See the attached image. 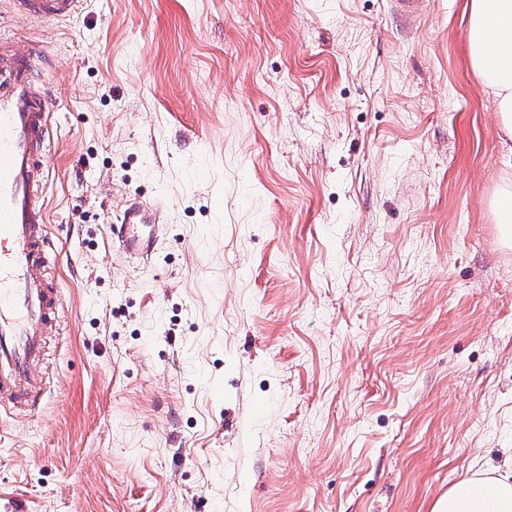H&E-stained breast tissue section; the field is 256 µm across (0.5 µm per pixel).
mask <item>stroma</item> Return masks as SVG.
I'll return each mask as SVG.
<instances>
[{"mask_svg":"<svg viewBox=\"0 0 512 512\" xmlns=\"http://www.w3.org/2000/svg\"><path fill=\"white\" fill-rule=\"evenodd\" d=\"M85 0L5 20L54 104L65 311L0 512H433L512 482V138L472 0ZM161 203L149 260L110 226ZM12 15L29 23L50 26L77 14L83 0H10ZM494 208L497 214L498 224H510L512 223V180L506 179L503 182V186L498 192V195L494 199ZM512 483L502 478H465L448 490L434 512H511Z\"/></svg>","mask_w":512,"mask_h":512,"instance_id":"1","label":"stroma"}]
</instances>
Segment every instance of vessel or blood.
Masks as SVG:
<instances>
[{
    "label": "vessel or blood",
    "mask_w": 512,
    "mask_h": 512,
    "mask_svg": "<svg viewBox=\"0 0 512 512\" xmlns=\"http://www.w3.org/2000/svg\"><path fill=\"white\" fill-rule=\"evenodd\" d=\"M16 18L49 26L77 14L82 0H10ZM44 44L17 47L0 37V401L35 412L46 381L38 371L64 309L50 276L53 243L46 193L52 99L37 75ZM161 212L127 202L112 239L146 260L157 245Z\"/></svg>",
    "instance_id": "1"
}]
</instances>
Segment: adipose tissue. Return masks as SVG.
I'll list each match as a JSON object with an SVG mask.
<instances>
[{"label": "adipose tissue", "mask_w": 512, "mask_h": 512, "mask_svg": "<svg viewBox=\"0 0 512 512\" xmlns=\"http://www.w3.org/2000/svg\"><path fill=\"white\" fill-rule=\"evenodd\" d=\"M470 59L498 105L500 128L512 136V0H472ZM434 512H512V482L471 476L451 487Z\"/></svg>", "instance_id": "1"}]
</instances>
